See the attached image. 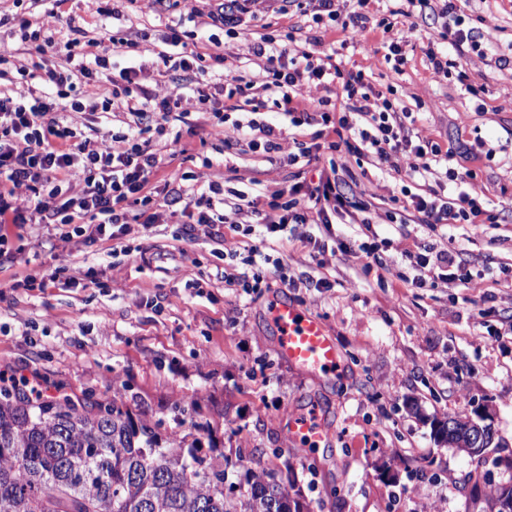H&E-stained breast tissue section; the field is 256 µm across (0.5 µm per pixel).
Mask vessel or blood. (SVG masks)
I'll list each match as a JSON object with an SVG mask.
<instances>
[{
    "label": "vessel or blood",
    "mask_w": 512,
    "mask_h": 512,
    "mask_svg": "<svg viewBox=\"0 0 512 512\" xmlns=\"http://www.w3.org/2000/svg\"><path fill=\"white\" fill-rule=\"evenodd\" d=\"M270 315L284 361L310 375L340 373L336 344L317 317L305 314L288 299L276 302ZM288 436L303 456L310 447L329 443L331 430L319 416H298L291 420Z\"/></svg>",
    "instance_id": "b4317fda"
}]
</instances>
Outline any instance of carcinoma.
Listing matches in <instances>:
<instances>
[{
    "instance_id": "1",
    "label": "carcinoma",
    "mask_w": 512,
    "mask_h": 512,
    "mask_svg": "<svg viewBox=\"0 0 512 512\" xmlns=\"http://www.w3.org/2000/svg\"><path fill=\"white\" fill-rule=\"evenodd\" d=\"M115 398L29 401L0 387V512H310L295 486L248 468L225 485L224 455H198Z\"/></svg>"
}]
</instances>
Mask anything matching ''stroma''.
Listing matches in <instances>:
<instances>
[{"label": "stroma", "instance_id": "stroma-1", "mask_svg": "<svg viewBox=\"0 0 512 512\" xmlns=\"http://www.w3.org/2000/svg\"><path fill=\"white\" fill-rule=\"evenodd\" d=\"M225 2L118 0L119 18L103 21L93 0H66L57 9L37 6L31 15L59 44L70 39L68 19L76 17L98 54L108 35L139 37L138 53L150 64L168 26L178 23L190 41L204 44L214 36L223 42L224 60L213 64L212 82L229 76L272 82V72L243 54L238 39L215 28L212 16ZM458 5L482 49L470 55L462 79L433 76L426 52L447 51L448 36L434 27L429 9L401 16V0H368L371 31L358 46L336 22L314 23L309 0H265L264 21L277 44L294 49L312 40L342 72H363L395 111L412 114L413 136L453 147L449 167L475 171L473 185L495 223L422 227L406 204L445 182L446 169L403 180L376 169L370 157L346 154L344 178L356 201L369 204L374 223H354L343 212L327 227L294 225L274 245L295 281L291 288L266 264L261 287L243 292L225 282L214 242L183 236L172 222L129 225L122 241L132 252L118 257L106 240L65 239L48 224L12 226L9 246L20 254L0 265V367L39 373L71 395L127 400L165 439L190 432L202 447L228 456L261 449L258 463L293 481L313 512H467L466 483L488 488L512 480L504 464L512 457V67L497 63L498 56H512V0ZM396 41L406 58L401 66L389 58ZM0 53L13 59L0 89L19 96L41 87V79L17 72L39 62L40 54L20 49L5 28ZM109 90L106 83L86 84L89 108L65 112L68 125L85 132L121 129V122L104 124L91 110ZM182 110L163 131L151 132L152 144L164 157L176 146L209 157L206 180L228 189V203L245 196L239 231L224 233L227 246L259 244L258 214L273 193L315 179L318 167L329 164L326 154L316 163L292 162L286 154L250 148L238 135L222 143L197 100L184 101ZM224 115L229 124L274 126L287 144L314 141L315 126L291 125L271 95L253 113L244 95L235 94L225 99ZM309 236L332 249L325 265L306 245ZM381 239L387 245L380 267L338 250L343 242ZM416 242L458 252L459 276L408 287L417 271L401 254ZM64 264L68 272L45 288L9 286ZM465 273L480 276L479 287H464L459 277ZM312 277L327 279L328 287H308ZM281 298L324 323L342 355L340 377L311 376L279 357L268 315ZM409 398L438 416L490 407L501 447L477 461L437 445L430 427L407 411ZM311 406L320 408L335 441L301 457L290 449L288 420Z\"/></svg>", "mask_w": 512, "mask_h": 512}]
</instances>
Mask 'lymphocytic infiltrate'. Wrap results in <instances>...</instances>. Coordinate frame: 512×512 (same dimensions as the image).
<instances>
[{"label":"lymphocytic infiltrate","mask_w":512,"mask_h":512,"mask_svg":"<svg viewBox=\"0 0 512 512\" xmlns=\"http://www.w3.org/2000/svg\"><path fill=\"white\" fill-rule=\"evenodd\" d=\"M409 5L431 6L430 0H407ZM365 0H314L317 15L339 22L341 33L358 34L367 29L362 12ZM434 23L449 24L448 44L451 55L428 53L436 77L449 76L463 69L470 51L478 46L473 29L464 25L455 0H439L431 6ZM73 34L65 48L62 65L40 63L44 80L55 88V96L29 93L15 97L0 91V258L15 262L8 247L5 225L89 224L97 236L116 239V252L130 254L129 246L120 242L128 223L151 225L163 223L167 208L188 203L189 223L186 235H193L202 225L229 224L233 218L224 209V192L214 182L203 183V170L209 158H201L200 170L185 171L167 182L163 204H156L146 192L164 165L154 151L149 133L177 119L185 92H192L214 127L224 125V89L212 83L211 62L224 59L223 44L211 39L210 47L200 52L189 47L179 26H169L163 42L165 51L159 58L162 77L172 80L165 95H158L142 83L145 61L138 58V44L128 38L113 39L124 60L114 66L109 57L81 51L82 28L71 25ZM242 47L251 57L265 62L274 71V86L281 95L280 104L292 125H318V139L325 149H346L347 153L366 152L378 168L397 175L415 178L433 167L448 164L452 151H444L429 141L413 140L409 128L393 110L383 92L373 91L363 73L349 74L342 86L340 117L327 112L326 88L337 65L332 56H318L299 48H277L266 34L251 31L242 36ZM112 78V96L103 101L102 110L125 116L123 131L93 137L64 126L60 114L84 108L80 88L83 84ZM370 118L372 130L359 128L363 118ZM353 133L357 142L340 145L343 133ZM336 166L322 169L316 180L294 184L287 190L288 199L271 204L262 222L266 240H273L291 224H326L333 213L348 209L352 201L336 176ZM454 187L448 195L437 192L413 195L410 206L421 223L475 224L485 213V202L472 187V172H449ZM80 181V191H73V181ZM30 193L27 206H19L18 189ZM138 213H131V206Z\"/></svg>","instance_id":"lymphocytic-infiltrate-1"}]
</instances>
